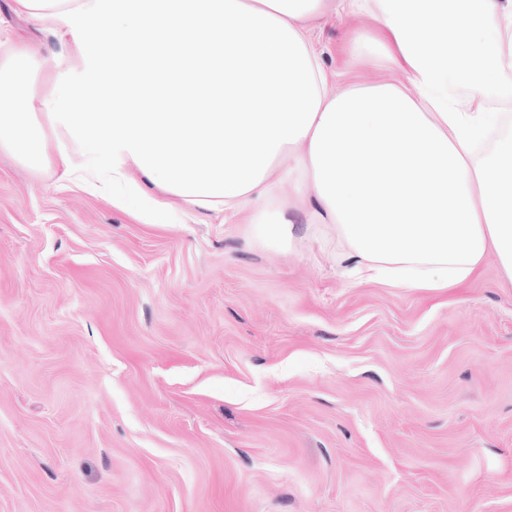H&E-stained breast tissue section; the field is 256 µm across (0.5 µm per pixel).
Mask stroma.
<instances>
[{"mask_svg": "<svg viewBox=\"0 0 512 512\" xmlns=\"http://www.w3.org/2000/svg\"><path fill=\"white\" fill-rule=\"evenodd\" d=\"M334 89L367 17L312 23ZM52 54L26 109L77 99L64 24L0 0ZM57 157L0 152V512H512V283L351 282L334 246L268 244L249 212L144 223Z\"/></svg>", "mask_w": 512, "mask_h": 512, "instance_id": "obj_1", "label": "stroma"}]
</instances>
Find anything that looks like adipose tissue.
Here are the masks:
<instances>
[{
	"mask_svg": "<svg viewBox=\"0 0 512 512\" xmlns=\"http://www.w3.org/2000/svg\"><path fill=\"white\" fill-rule=\"evenodd\" d=\"M65 24L111 25L83 81L107 112L22 103L36 51L0 55V150L31 169L57 155L66 178L148 224L169 221L152 188L237 215L259 238L293 239L273 203L282 182L313 193L305 233H336L344 273L451 288L487 259L512 282V0H17ZM371 15L383 44L359 57L396 80L334 92L300 17ZM70 138L86 148L72 163Z\"/></svg>",
	"mask_w": 512,
	"mask_h": 512,
	"instance_id": "1",
	"label": "adipose tissue"
}]
</instances>
